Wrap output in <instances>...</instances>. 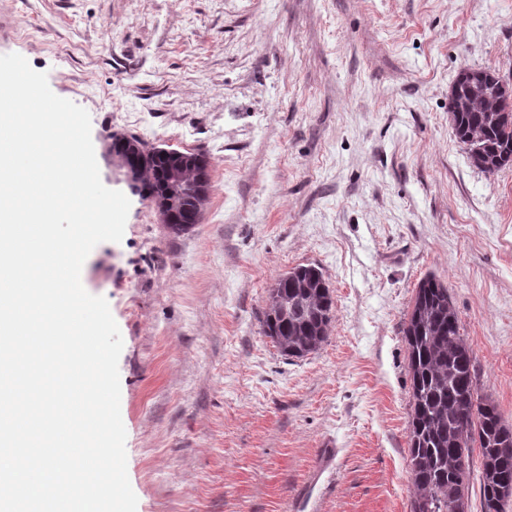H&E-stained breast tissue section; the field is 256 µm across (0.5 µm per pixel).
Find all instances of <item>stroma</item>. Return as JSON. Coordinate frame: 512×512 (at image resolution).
Listing matches in <instances>:
<instances>
[{
	"instance_id": "35a3bbf8",
	"label": "stroma",
	"mask_w": 512,
	"mask_h": 512,
	"mask_svg": "<svg viewBox=\"0 0 512 512\" xmlns=\"http://www.w3.org/2000/svg\"><path fill=\"white\" fill-rule=\"evenodd\" d=\"M9 53L89 112L131 203L81 283L123 339L137 512H411L403 328L430 275L512 425V167L476 168L448 116L461 70L512 83V0H0ZM115 134L207 156L199 224L169 233ZM299 265L334 306L295 358L261 320Z\"/></svg>"
}]
</instances>
